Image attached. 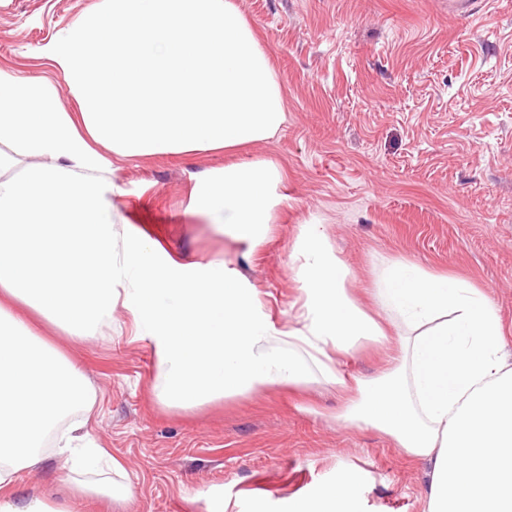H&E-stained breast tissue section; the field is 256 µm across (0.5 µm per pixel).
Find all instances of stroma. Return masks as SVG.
Returning a JSON list of instances; mask_svg holds the SVG:
<instances>
[{"instance_id":"35a3bbf8","label":"stroma","mask_w":512,"mask_h":512,"mask_svg":"<svg viewBox=\"0 0 512 512\" xmlns=\"http://www.w3.org/2000/svg\"><path fill=\"white\" fill-rule=\"evenodd\" d=\"M107 0H0V71L55 86L78 112L46 44ZM282 88L271 139L233 151L115 162L120 236L150 238L180 264L215 262L259 291L277 327L296 326L290 262L303 225H320L365 299L377 257L445 272L480 288L512 349V0H236ZM265 159L284 173L283 201L255 252L187 212L195 178ZM123 306L103 336L45 321L36 332L75 364L94 394L87 431L121 475L69 470L53 447L14 492L51 495L71 512H289L353 469L361 512H425L429 467L387 436L340 421L335 386L272 387L191 408L153 390V348L133 340ZM118 481L130 497L99 488Z\"/></svg>"}]
</instances>
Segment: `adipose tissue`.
<instances>
[{"mask_svg":"<svg viewBox=\"0 0 512 512\" xmlns=\"http://www.w3.org/2000/svg\"><path fill=\"white\" fill-rule=\"evenodd\" d=\"M44 53L63 72L80 116L49 84L0 72V169L10 148L39 157L0 177V512H68L8 488L40 464L41 442L90 471L109 455L63 426L91 409L81 371L33 334L35 314L72 336L111 328L123 305L159 371L168 406L190 407L270 387L344 385V359L384 342L399 323L386 370L346 395L345 421L375 428L430 465L426 512H512V357L502 319L467 281L382 259L374 312L351 295L344 262L318 225H303L291 255L299 324L277 327L256 289L223 265L194 273L162 260L144 237L118 238L110 156L230 150L272 137L285 120L280 84L235 0H112ZM267 160L230 164L196 182L188 209L260 246L282 197ZM360 476L338 474L307 499L316 512H358Z\"/></svg>","mask_w":512,"mask_h":512,"instance_id":"1","label":"adipose tissue"}]
</instances>
